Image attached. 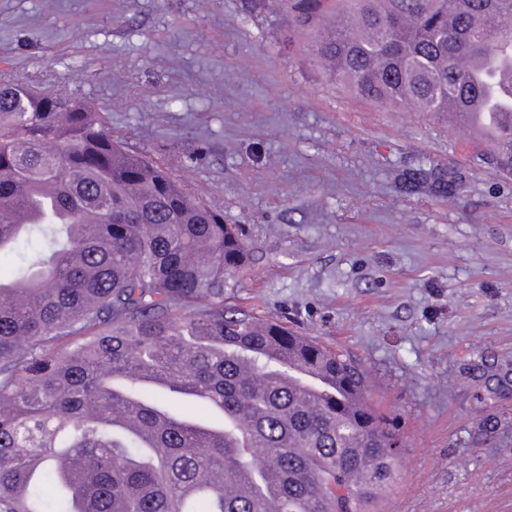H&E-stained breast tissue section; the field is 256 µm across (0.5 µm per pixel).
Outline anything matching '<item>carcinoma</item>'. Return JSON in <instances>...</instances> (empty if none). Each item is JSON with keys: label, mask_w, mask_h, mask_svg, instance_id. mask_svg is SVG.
Listing matches in <instances>:
<instances>
[{"label": "carcinoma", "mask_w": 512, "mask_h": 512, "mask_svg": "<svg viewBox=\"0 0 512 512\" xmlns=\"http://www.w3.org/2000/svg\"><path fill=\"white\" fill-rule=\"evenodd\" d=\"M322 0H295L298 22ZM316 58L380 108L435 116L475 91L465 61L512 67V0H334ZM486 139L512 173V97ZM446 198L442 172L425 181ZM46 248L0 280V512H369L395 481L398 428L348 354L224 305L249 255L236 227L85 102L0 81V254ZM512 423V362H467Z\"/></svg>", "instance_id": "cac0c4a2"}]
</instances>
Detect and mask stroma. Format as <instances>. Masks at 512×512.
Segmentation results:
<instances>
[{"instance_id": "obj_1", "label": "stroma", "mask_w": 512, "mask_h": 512, "mask_svg": "<svg viewBox=\"0 0 512 512\" xmlns=\"http://www.w3.org/2000/svg\"><path fill=\"white\" fill-rule=\"evenodd\" d=\"M278 0H0V76L77 96L223 211L250 253L224 303L349 352L397 421L372 512H512V427L469 439L462 373L512 360V174L468 123L362 101ZM418 168L453 199L406 192ZM430 181L434 191L441 197L447 198L453 190V186L448 182L447 176L442 172L419 169L404 178L405 189L414 192L422 182Z\"/></svg>"}]
</instances>
